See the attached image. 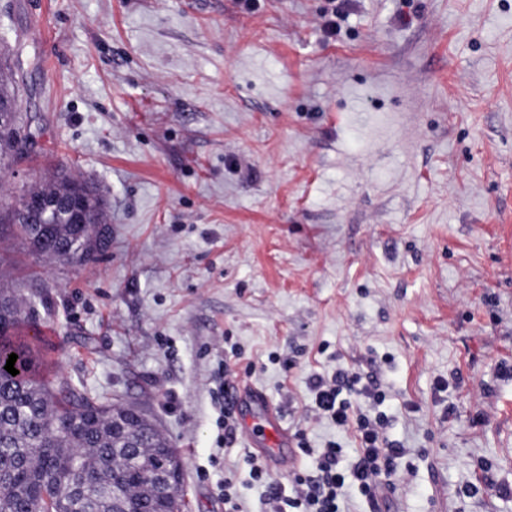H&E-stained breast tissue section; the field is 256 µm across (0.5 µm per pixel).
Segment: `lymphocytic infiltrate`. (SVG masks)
Listing matches in <instances>:
<instances>
[{
  "label": "lymphocytic infiltrate",
  "mask_w": 512,
  "mask_h": 512,
  "mask_svg": "<svg viewBox=\"0 0 512 512\" xmlns=\"http://www.w3.org/2000/svg\"><path fill=\"white\" fill-rule=\"evenodd\" d=\"M307 385L316 418L354 432L358 446L350 455L334 440L314 449L305 430H297L298 452L311 459V468H298L287 481L272 482L264 461L250 463L251 479L266 485L263 506L268 512H341L340 501L351 489L378 506L383 491L394 487L406 454L404 444L387 435L389 419L379 410L385 400L379 383L339 364L310 372Z\"/></svg>",
  "instance_id": "f902f5d3"
}]
</instances>
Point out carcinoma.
<instances>
[{
	"label": "carcinoma",
	"instance_id": "carcinoma-1",
	"mask_svg": "<svg viewBox=\"0 0 512 512\" xmlns=\"http://www.w3.org/2000/svg\"><path fill=\"white\" fill-rule=\"evenodd\" d=\"M0 119L2 171L30 138L9 81L0 80ZM75 191L88 201L83 223L45 209ZM0 223L37 258L83 264L101 248L81 238L84 225L105 223V205L93 185L61 168L1 207ZM32 319L20 294L0 289V512H34L39 505L65 512L78 485L87 492L82 512H181L182 488L161 494L152 484L163 450L172 449L169 440L135 409L99 402L68 383L47 384L38 345L18 335ZM12 353L15 376L4 369Z\"/></svg>",
	"mask_w": 512,
	"mask_h": 512
}]
</instances>
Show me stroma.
<instances>
[{
    "label": "stroma",
    "instance_id": "obj_1",
    "mask_svg": "<svg viewBox=\"0 0 512 512\" xmlns=\"http://www.w3.org/2000/svg\"><path fill=\"white\" fill-rule=\"evenodd\" d=\"M0 36L33 132L0 204L68 165L111 231L83 265L0 233V288L42 283L44 377L155 423L185 512L228 471L261 507L217 446L229 344L315 448L354 441L307 374L377 376L411 467L381 512H512L458 494L483 459L512 486V0H0Z\"/></svg>",
    "mask_w": 512,
    "mask_h": 512
}]
</instances>
